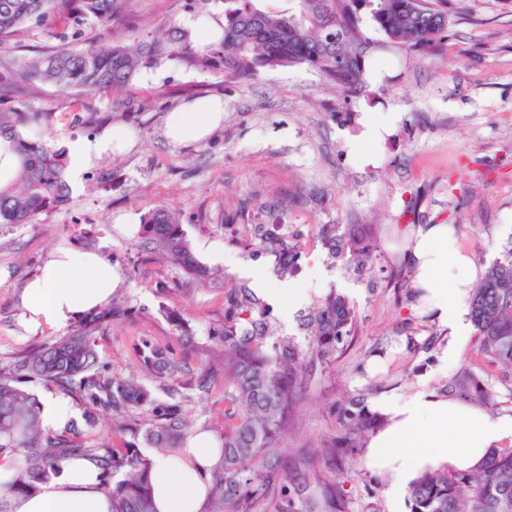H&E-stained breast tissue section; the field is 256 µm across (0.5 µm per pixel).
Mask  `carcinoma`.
Masks as SVG:
<instances>
[{"instance_id":"carcinoma-1","label":"carcinoma","mask_w":512,"mask_h":512,"mask_svg":"<svg viewBox=\"0 0 512 512\" xmlns=\"http://www.w3.org/2000/svg\"><path fill=\"white\" fill-rule=\"evenodd\" d=\"M296 15L260 10L253 0H224V37L204 48L189 31L173 24L149 32L129 46L110 33L82 49L57 48L17 59L7 56L12 42L32 28L51 33L93 20L110 31L122 15L125 0H0V81L19 95L43 86L80 93L122 91L147 67L176 62L200 72H218L226 79H251L268 69L306 65L342 92L354 94L365 85L363 43L370 41L356 5L368 4L376 30L388 44L416 48L428 55L443 53L448 38V12L443 0H428L420 8L412 0H299ZM339 29L342 38L329 41ZM38 112L0 110V140L17 157L13 180L0 184V224H29L34 217L69 204V159L60 149L28 138L22 127L40 121ZM142 238L185 273L202 277L196 257L177 216L167 208L147 213ZM334 253L354 261L371 258L367 228L343 234L326 227ZM228 307L251 316L253 302L241 290L228 293ZM123 311L106 305L79 322L68 335L15 359L0 370V456L24 454L8 491L27 496L57 474L72 457L97 461L104 486L112 497V512H156L152 497L151 461L139 449L86 448L75 437L43 428L35 397L21 387L30 378L61 386L78 385L96 410L85 416L89 428L98 425L99 411L114 415L146 410L155 419L142 431L143 441L159 452L183 448L188 425L171 406L134 378L107 376L99 371L95 333L100 324ZM469 320L475 327L476 351L488 366L512 374V245L490 264L484 280L472 290ZM356 312L342 294L332 293L310 318L306 350L291 340H271L268 328L254 320L240 328L224 320L220 349L211 354L205 376L224 375L226 413L221 457L212 470L207 512H253L266 503L270 512H350L342 485L344 451L374 429L376 419L364 399L348 397L340 408V433L312 451L281 448V436L297 423L307 384L306 355L331 359L350 335ZM144 371L159 381L177 372L165 354L151 346L143 353ZM448 390L483 405L496 404L497 394L469 369L448 382ZM411 512H512V447L497 448L480 467L469 472L440 469L419 474L409 486Z\"/></svg>"}]
</instances>
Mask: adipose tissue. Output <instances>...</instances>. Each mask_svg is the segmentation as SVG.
<instances>
[{
  "mask_svg": "<svg viewBox=\"0 0 512 512\" xmlns=\"http://www.w3.org/2000/svg\"><path fill=\"white\" fill-rule=\"evenodd\" d=\"M224 119L220 99L193 100L170 113L168 137L176 142L200 140ZM134 144L128 128L115 126L92 139L70 143L74 172L101 157ZM404 258L413 271L429 321L442 333L437 359L442 371L460 362L470 334L467 319L479 270L450 224H416L405 232ZM121 278L99 253L62 244L24 286V323L62 329L111 299ZM378 423L363 447L364 463L385 489L391 512H403L406 490L427 469L470 470L494 448L512 441V415L493 413L478 403L451 396L422 381L407 393L381 394L369 405ZM218 441L196 430L175 455H152V493L156 512H205ZM16 470L11 456L0 457V496ZM10 512H112L100 470L88 457L63 462L58 476L40 484L31 496H8Z\"/></svg>",
  "mask_w": 512,
  "mask_h": 512,
  "instance_id": "adipose-tissue-1",
  "label": "adipose tissue"
}]
</instances>
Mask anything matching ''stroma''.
<instances>
[{"label": "stroma", "instance_id": "1", "mask_svg": "<svg viewBox=\"0 0 512 512\" xmlns=\"http://www.w3.org/2000/svg\"><path fill=\"white\" fill-rule=\"evenodd\" d=\"M134 27L126 42L170 23L198 34L202 23L224 16V0H127ZM451 35L441 56L428 58L385 45L372 22L364 30L374 46L365 60L363 91L344 96L304 65L265 70L252 80L227 79L170 63L147 68L118 94L64 93L0 96V109L43 112L33 135L67 149L122 124L135 147L107 156L72 183L64 208L30 224H0V366L51 343L60 330L27 333L22 292L58 244L100 253L117 267L122 285L113 301L124 318L95 335L104 372L124 377L142 370L144 345L167 348L179 368L168 384L194 427L224 432V380L209 390L198 380L224 326L225 296L248 288V270L265 274L269 287L303 283L319 268L323 290L295 313L259 296L274 338L304 344L307 318L324 296L341 293L356 307V326L331 360L314 363L297 432L284 448L319 447L338 433V410L349 395L372 399L410 387L435 373L436 326L415 310L413 274L397 252L409 224L456 225L463 248L479 269L512 243V0H448ZM224 101V123L208 138L171 142L170 112L184 101ZM97 113V123L84 119ZM388 118L382 138L365 136L366 116ZM179 210L183 228L210 275L198 280L144 250L143 216L157 207ZM369 225L373 259L364 265L334 257L322 237L326 225ZM295 246L296 270L281 250ZM181 320L173 326L166 311ZM36 398L68 396L77 408L71 423L92 448L142 447L149 415L131 425L111 421L88 428L90 405L77 387L40 379L26 385ZM344 489L352 512H389L383 485L362 463L361 449L347 458Z\"/></svg>", "mask_w": 512, "mask_h": 512}]
</instances>
